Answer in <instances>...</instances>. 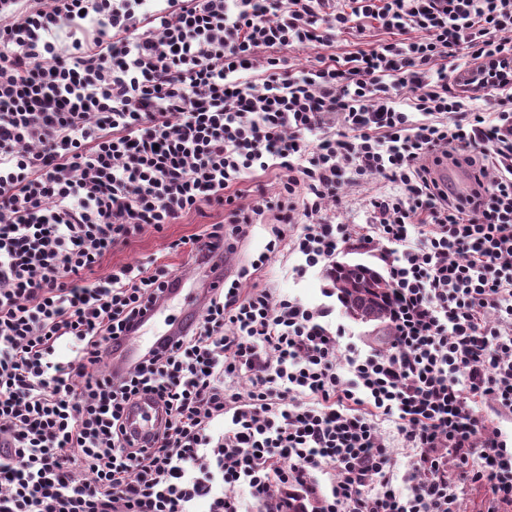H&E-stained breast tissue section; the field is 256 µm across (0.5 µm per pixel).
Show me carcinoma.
<instances>
[{
    "label": "carcinoma",
    "instance_id": "1",
    "mask_svg": "<svg viewBox=\"0 0 512 512\" xmlns=\"http://www.w3.org/2000/svg\"><path fill=\"white\" fill-rule=\"evenodd\" d=\"M381 277L364 265L344 266L336 269L334 288L340 293L348 315L370 309L376 313L374 321H386L385 291L389 284H380Z\"/></svg>",
    "mask_w": 512,
    "mask_h": 512
}]
</instances>
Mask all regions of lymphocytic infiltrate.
Returning a JSON list of instances; mask_svg holds the SVG:
<instances>
[{
    "mask_svg": "<svg viewBox=\"0 0 512 512\" xmlns=\"http://www.w3.org/2000/svg\"><path fill=\"white\" fill-rule=\"evenodd\" d=\"M142 4L0 0V512H243L242 485L256 512H467L473 486L512 507V435L480 409L512 412V0ZM368 26L385 38L332 54ZM461 56L477 79L449 72ZM448 160L474 166L467 194L438 182ZM279 168L275 201L238 204ZM376 179L396 190L369 223L329 219L343 185ZM271 207L264 252L187 334L101 369L176 279L153 260L96 277L112 248L210 208L171 244L202 264ZM351 244L392 285L387 346L342 344L332 284L314 306L246 285L283 247L331 276ZM145 396L165 417L137 448ZM385 421L413 452L403 491Z\"/></svg>",
    "mask_w": 512,
    "mask_h": 512,
    "instance_id": "obj_1",
    "label": "lymphocytic infiltrate"
}]
</instances>
